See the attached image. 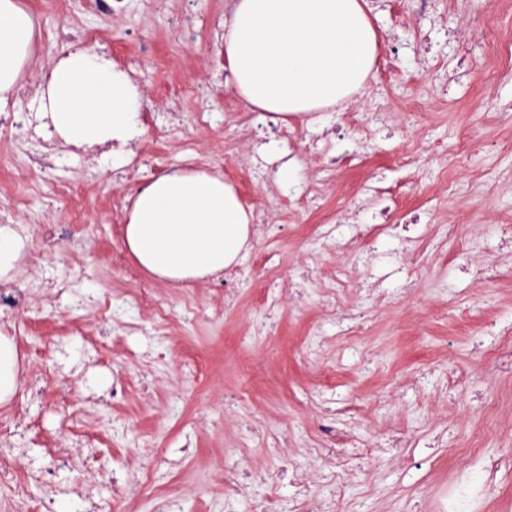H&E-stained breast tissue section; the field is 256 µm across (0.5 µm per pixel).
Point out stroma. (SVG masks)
<instances>
[{"mask_svg": "<svg viewBox=\"0 0 512 512\" xmlns=\"http://www.w3.org/2000/svg\"><path fill=\"white\" fill-rule=\"evenodd\" d=\"M24 2L38 21L41 63L58 56L64 21L76 44L98 46L131 73L150 108L164 106L180 78L196 80L212 123L182 101L178 132L149 128L139 138L140 176L221 175L246 208L268 204L278 225L251 238L223 276L167 282L131 253L112 261L123 230L112 211L134 194L113 179L111 154L56 147L51 189L77 186L90 213L73 244L44 257L30 278L76 281L110 316L71 310L36 286L8 334L27 378L65 349L70 409L104 443L84 459L62 437L53 387L35 396L20 386L0 406V427L19 413L30 427L0 434V444L19 449L34 512L47 498L52 512H156L160 493L175 512H253L256 501L288 498V466L320 468L317 418L335 426L334 448L370 454L352 458L341 484H314L312 512H335L341 502L354 512H438L439 491L453 478L486 484L482 512H512V463L489 469L512 451V244L500 233L512 227V122L501 116L512 106V0H488L495 45L466 0H435L423 15L409 0H366L393 75L373 76L352 103L284 125L339 128L365 144L332 178L314 155L295 166V180L323 190L314 211L296 203L287 183L253 179L246 107L223 79L227 0H127L117 17L93 0ZM136 29L150 34L151 53L141 51ZM27 148L0 144V205L18 224L66 223V211L46 208L51 189L40 172L25 169ZM367 185L396 201L393 235L381 245L387 256L369 270L356 266L352 237L312 238ZM452 224L458 237L447 233ZM480 263L493 265L495 278L476 281ZM266 264L285 280L308 269L313 276L303 290L284 288L270 310ZM361 320L367 331L353 338ZM493 336L504 342L490 353ZM116 378L125 389L119 400L108 395ZM228 469L254 477L230 507ZM101 470L131 496L113 501L111 485L94 481Z\"/></svg>", "mask_w": 512, "mask_h": 512, "instance_id": "1", "label": "stroma"}]
</instances>
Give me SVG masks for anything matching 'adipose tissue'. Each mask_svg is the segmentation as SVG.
<instances>
[{"mask_svg": "<svg viewBox=\"0 0 512 512\" xmlns=\"http://www.w3.org/2000/svg\"><path fill=\"white\" fill-rule=\"evenodd\" d=\"M365 0H234L224 62L250 107L284 117L352 99L372 75L376 32ZM37 26L22 0H0V105L33 59ZM65 144L127 143L143 134L145 99L133 78L94 48L69 51L39 88ZM250 215L234 187L205 172L158 177L135 196L124 228L150 274L172 282L223 273L247 247Z\"/></svg>", "mask_w": 512, "mask_h": 512, "instance_id": "adipose-tissue-1", "label": "adipose tissue"}]
</instances>
